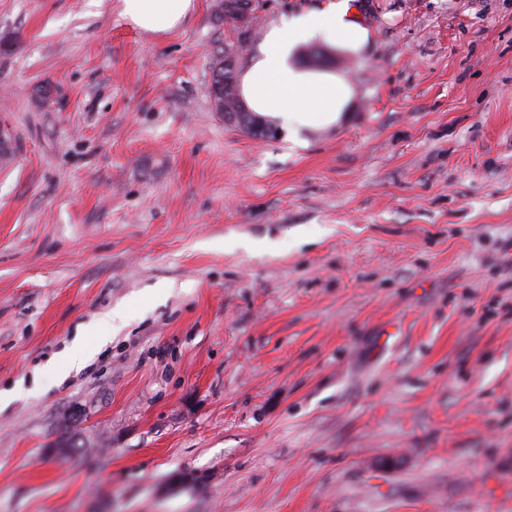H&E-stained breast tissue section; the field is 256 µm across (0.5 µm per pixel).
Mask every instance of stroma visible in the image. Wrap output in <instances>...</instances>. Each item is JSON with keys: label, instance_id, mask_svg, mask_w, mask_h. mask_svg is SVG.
Returning a JSON list of instances; mask_svg holds the SVG:
<instances>
[{"label": "stroma", "instance_id": "35a3bbf8", "mask_svg": "<svg viewBox=\"0 0 512 512\" xmlns=\"http://www.w3.org/2000/svg\"><path fill=\"white\" fill-rule=\"evenodd\" d=\"M355 2L293 149L213 110L211 0H0V512H512V0ZM195 9V0H120V15L134 27L151 34H166Z\"/></svg>", "mask_w": 512, "mask_h": 512}]
</instances>
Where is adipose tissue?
Instances as JSON below:
<instances>
[{
	"mask_svg": "<svg viewBox=\"0 0 512 512\" xmlns=\"http://www.w3.org/2000/svg\"><path fill=\"white\" fill-rule=\"evenodd\" d=\"M194 9L195 0H120L121 16L151 34L177 29ZM372 41L371 29L350 0H322L266 28L256 56L239 78L240 97L248 111L281 124L289 141L306 146L308 132L344 121L354 89L342 72L302 65V47L315 42L360 57Z\"/></svg>",
	"mask_w": 512,
	"mask_h": 512,
	"instance_id": "ef3b65f1",
	"label": "adipose tissue"
}]
</instances>
